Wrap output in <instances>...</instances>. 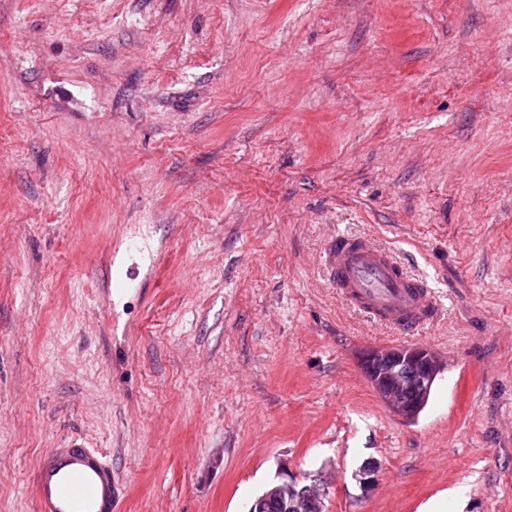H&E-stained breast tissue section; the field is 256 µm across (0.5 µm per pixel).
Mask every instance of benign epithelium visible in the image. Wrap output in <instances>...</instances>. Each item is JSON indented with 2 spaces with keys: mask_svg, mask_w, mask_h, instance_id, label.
I'll use <instances>...</instances> for the list:
<instances>
[{
  "mask_svg": "<svg viewBox=\"0 0 512 512\" xmlns=\"http://www.w3.org/2000/svg\"><path fill=\"white\" fill-rule=\"evenodd\" d=\"M365 359L376 364V369L366 375L371 388L391 410L408 420L419 414L443 370L439 356L423 346L372 349ZM378 471L376 461L365 462L360 470L362 485L374 487ZM248 512H324L321 483L302 484L284 472L278 483L250 504Z\"/></svg>",
  "mask_w": 512,
  "mask_h": 512,
  "instance_id": "1",
  "label": "benign epithelium"
}]
</instances>
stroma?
Returning a JSON list of instances; mask_svg holds the SVG:
<instances>
[{"mask_svg": "<svg viewBox=\"0 0 512 512\" xmlns=\"http://www.w3.org/2000/svg\"><path fill=\"white\" fill-rule=\"evenodd\" d=\"M339 232L434 292L416 421ZM71 438L116 512H512V0H0V512ZM364 358L377 367L370 375L363 370L371 388L408 420L419 414L443 370L439 356L423 346L381 347L368 351ZM320 487V482L301 484L283 472L281 480L255 499L247 512H324Z\"/></svg>", "mask_w": 512, "mask_h": 512, "instance_id": "1", "label": "stroma"}]
</instances>
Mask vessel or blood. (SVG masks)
I'll return each mask as SVG.
<instances>
[{"label": "vessel or blood", "instance_id": "b4317fda", "mask_svg": "<svg viewBox=\"0 0 512 512\" xmlns=\"http://www.w3.org/2000/svg\"><path fill=\"white\" fill-rule=\"evenodd\" d=\"M326 264L346 300L402 335L418 333L437 315L424 283L370 238L336 234ZM33 488L36 512H114L111 463L75 439L41 456Z\"/></svg>", "mask_w": 512, "mask_h": 512}]
</instances>
